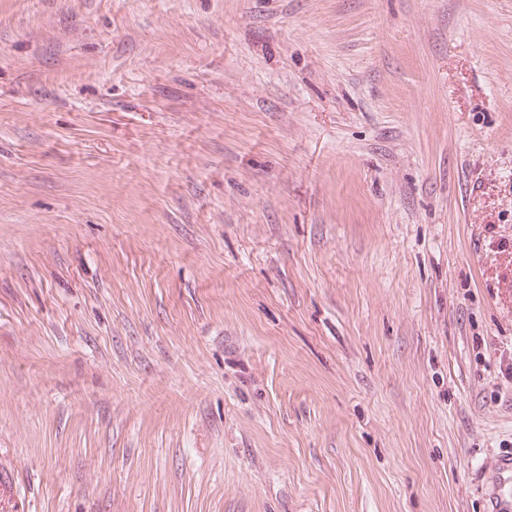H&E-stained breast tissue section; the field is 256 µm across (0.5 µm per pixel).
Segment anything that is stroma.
I'll return each mask as SVG.
<instances>
[{"mask_svg": "<svg viewBox=\"0 0 512 512\" xmlns=\"http://www.w3.org/2000/svg\"><path fill=\"white\" fill-rule=\"evenodd\" d=\"M509 367L512 0H0V512H488Z\"/></svg>", "mask_w": 512, "mask_h": 512, "instance_id": "obj_1", "label": "stroma"}]
</instances>
